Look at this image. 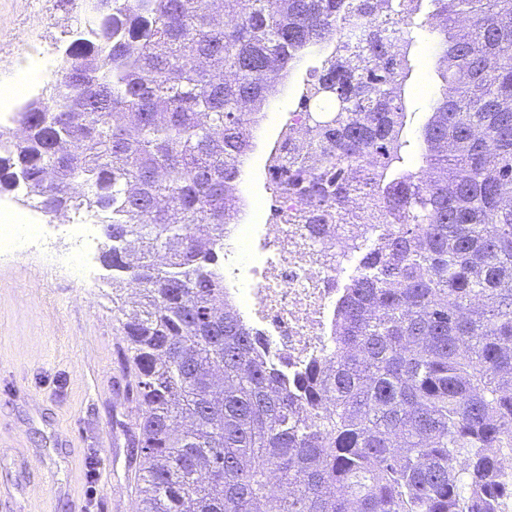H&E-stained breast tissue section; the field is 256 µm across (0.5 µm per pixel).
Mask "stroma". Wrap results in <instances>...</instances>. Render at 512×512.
Wrapping results in <instances>:
<instances>
[{
  "mask_svg": "<svg viewBox=\"0 0 512 512\" xmlns=\"http://www.w3.org/2000/svg\"><path fill=\"white\" fill-rule=\"evenodd\" d=\"M432 5L408 11L415 79L433 86ZM81 12L71 0H0V84L40 58L61 60ZM323 57L307 56L287 78L254 135L240 178L246 196L274 213L271 150L287 113L316 80ZM67 238L0 254V512H137L140 450L128 426L139 403L124 357L111 273L60 262Z\"/></svg>",
  "mask_w": 512,
  "mask_h": 512,
  "instance_id": "1",
  "label": "stroma"
}]
</instances>
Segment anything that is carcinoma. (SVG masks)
Wrapping results in <instances>:
<instances>
[{
  "label": "carcinoma",
  "instance_id": "carcinoma-1",
  "mask_svg": "<svg viewBox=\"0 0 512 512\" xmlns=\"http://www.w3.org/2000/svg\"><path fill=\"white\" fill-rule=\"evenodd\" d=\"M406 0H108L60 77L0 125V190L104 225L136 373L138 512H503L512 479V0H432L446 84L421 185L405 169L414 65L380 11ZM301 98L311 166L280 186L324 231L352 191L399 229L336 305L332 347L288 384L224 302L213 245L268 79L336 42ZM327 102L314 110L310 102Z\"/></svg>",
  "mask_w": 512,
  "mask_h": 512
}]
</instances>
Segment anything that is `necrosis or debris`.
I'll list each match as a JSON object with an SVG mask.
<instances>
[{
	"label": "necrosis or debris",
	"mask_w": 512,
	"mask_h": 512,
	"mask_svg": "<svg viewBox=\"0 0 512 512\" xmlns=\"http://www.w3.org/2000/svg\"><path fill=\"white\" fill-rule=\"evenodd\" d=\"M349 207L378 210V220L332 224L316 237L296 223L302 205L290 195L280 199L272 222L227 225L218 246L225 297L259 338L263 355L289 375L326 356L340 280L361 247L392 226L377 197L353 196ZM46 233L27 212L0 207V253L40 244Z\"/></svg>",
	"instance_id": "necrosis-or-debris-1"
}]
</instances>
